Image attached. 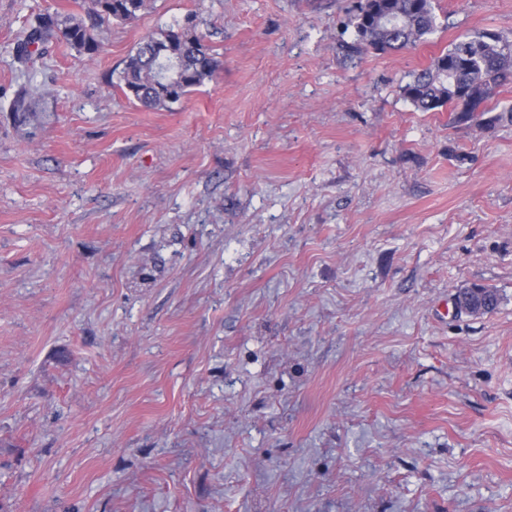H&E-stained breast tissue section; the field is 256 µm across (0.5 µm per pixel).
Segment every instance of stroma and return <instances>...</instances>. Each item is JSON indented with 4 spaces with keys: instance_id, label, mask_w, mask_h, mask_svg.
Segmentation results:
<instances>
[{
    "instance_id": "35a3bbf8",
    "label": "stroma",
    "mask_w": 512,
    "mask_h": 512,
    "mask_svg": "<svg viewBox=\"0 0 512 512\" xmlns=\"http://www.w3.org/2000/svg\"><path fill=\"white\" fill-rule=\"evenodd\" d=\"M357 2L152 0L26 71L83 0H0V512H512V83L465 121L402 92L512 0L362 55ZM190 12L211 80L112 85ZM86 17L62 16L49 9L34 16L25 38L14 47L18 63L26 65L33 56L43 55L49 42L63 43L80 53L93 54L98 50L95 32L112 21H128L145 11L151 0H87ZM457 306L473 316L492 313L499 304V295L491 288H462L456 295Z\"/></svg>"
}]
</instances>
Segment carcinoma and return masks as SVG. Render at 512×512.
Segmentation results:
<instances>
[{
    "mask_svg": "<svg viewBox=\"0 0 512 512\" xmlns=\"http://www.w3.org/2000/svg\"><path fill=\"white\" fill-rule=\"evenodd\" d=\"M151 0H87L86 17L64 16L49 9L34 16L25 38L14 47L18 63L43 55L49 42L63 43L79 53L98 50L96 31L112 21H128L145 11ZM356 49L375 53L404 51L437 30L435 0H359L353 16ZM220 66L216 52L198 31L196 14L183 22L140 41L118 72L116 85L124 94L149 109L171 105L202 86ZM512 81V41L487 31L455 40L434 63L412 75L403 87L415 109L432 112L454 103L451 86L470 92L471 101L461 108L470 114L488 100L494 90ZM14 118L24 123L32 112L27 92L11 105ZM457 306L473 315L492 313L499 295L491 288H462Z\"/></svg>",
    "mask_w": 512,
    "mask_h": 512,
    "instance_id": "cac0c4a2",
    "label": "carcinoma"
}]
</instances>
